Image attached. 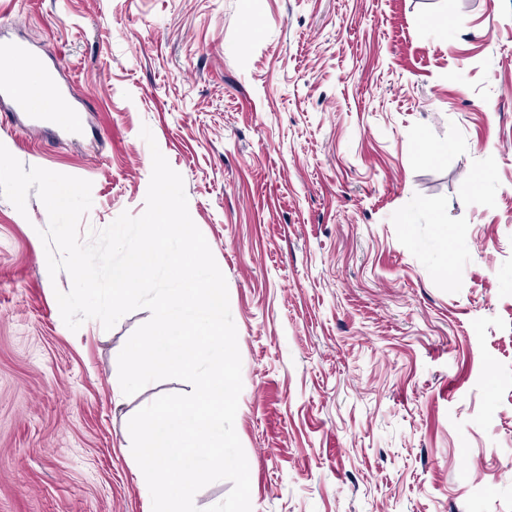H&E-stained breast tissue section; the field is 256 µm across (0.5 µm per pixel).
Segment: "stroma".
I'll return each mask as SVG.
<instances>
[{
	"label": "stroma",
	"mask_w": 512,
	"mask_h": 512,
	"mask_svg": "<svg viewBox=\"0 0 512 512\" xmlns=\"http://www.w3.org/2000/svg\"><path fill=\"white\" fill-rule=\"evenodd\" d=\"M85 112L0 114L24 166L139 216L149 127L228 286L252 512H512V0H0ZM447 146L431 160L422 142ZM0 197V512H146L114 403L150 313L70 330Z\"/></svg>",
	"instance_id": "obj_1"
}]
</instances>
